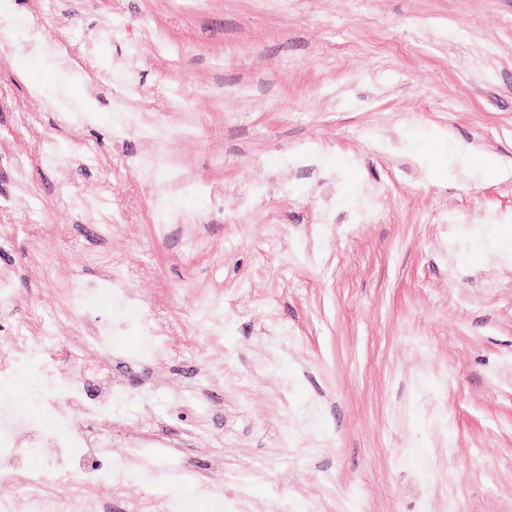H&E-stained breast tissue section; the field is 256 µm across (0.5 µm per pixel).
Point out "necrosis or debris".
Segmentation results:
<instances>
[{"label":"necrosis or debris","instance_id":"4bbe7bcc","mask_svg":"<svg viewBox=\"0 0 512 512\" xmlns=\"http://www.w3.org/2000/svg\"><path fill=\"white\" fill-rule=\"evenodd\" d=\"M122 281V273L114 269L106 283L71 289L68 319L85 320L91 295L106 294L116 305L125 306ZM19 368L42 382L43 414L30 416L0 402V485L11 486L10 492L0 493V512H100L84 495L93 484L118 488L135 477L151 483L153 467L148 458H141L134 468L108 451L102 452L98 468L72 474L74 450L86 447L88 429L111 420L112 402L89 398L87 385L94 366L80 351L65 348L52 324L39 314L14 320L0 336V378H11ZM20 432L26 433V441L17 440ZM37 453L44 456L43 466L23 469V459Z\"/></svg>","mask_w":512,"mask_h":512}]
</instances>
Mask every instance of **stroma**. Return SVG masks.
<instances>
[{
  "mask_svg": "<svg viewBox=\"0 0 512 512\" xmlns=\"http://www.w3.org/2000/svg\"><path fill=\"white\" fill-rule=\"evenodd\" d=\"M1 5L0 274L21 297L0 335L33 310L82 346L68 290L113 261L125 318L169 345L87 352L101 395H136L112 452L145 436L157 480L197 470L239 512H512V0ZM147 153L181 190L141 177ZM164 192L191 220L158 240ZM208 299L224 333L191 335ZM153 321L146 317H140L137 322L138 327L148 333L151 336L152 341L147 349L146 354L148 356H161L166 353V344L164 345L163 336H160V328L157 325L155 319Z\"/></svg>",
  "mask_w": 512,
  "mask_h": 512,
  "instance_id": "35a3bbf8",
  "label": "stroma"
}]
</instances>
